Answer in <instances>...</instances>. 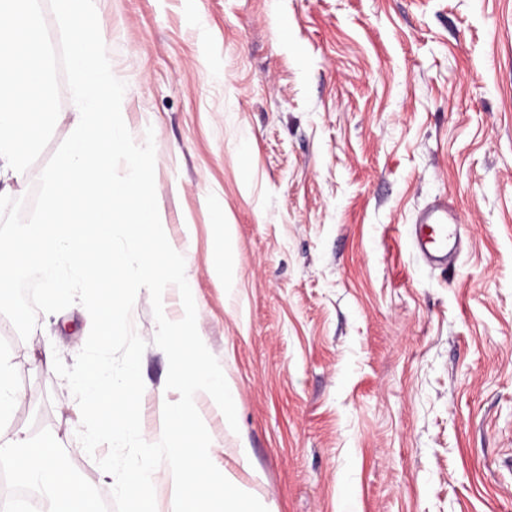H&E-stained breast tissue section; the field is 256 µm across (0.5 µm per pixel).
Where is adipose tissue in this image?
<instances>
[{
    "label": "adipose tissue",
    "mask_w": 512,
    "mask_h": 512,
    "mask_svg": "<svg viewBox=\"0 0 512 512\" xmlns=\"http://www.w3.org/2000/svg\"><path fill=\"white\" fill-rule=\"evenodd\" d=\"M54 438H19L0 444V461L11 464L16 480L41 487L50 502L49 512H91L87 496L58 460Z\"/></svg>",
    "instance_id": "1"
}]
</instances>
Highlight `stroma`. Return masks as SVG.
Masks as SVG:
<instances>
[{
  "label": "stroma",
  "mask_w": 512,
  "mask_h": 512,
  "mask_svg": "<svg viewBox=\"0 0 512 512\" xmlns=\"http://www.w3.org/2000/svg\"><path fill=\"white\" fill-rule=\"evenodd\" d=\"M127 128L153 131L163 229L198 332L238 390V431L196 408L217 468L268 512H512V0H99ZM61 94L36 179L74 130ZM448 201V268L410 244ZM223 205L237 282L215 269ZM224 224V225H225ZM142 435L160 439L168 360L148 290ZM80 304L0 320L19 401L0 443L48 435L94 512L114 478L45 365H73ZM250 450L239 459L240 445Z\"/></svg>",
  "instance_id": "obj_1"
}]
</instances>
